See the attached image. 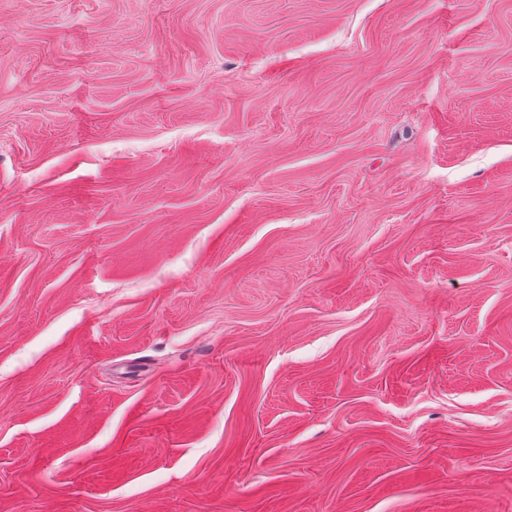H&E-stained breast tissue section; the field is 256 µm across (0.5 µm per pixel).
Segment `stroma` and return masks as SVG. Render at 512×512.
<instances>
[{
	"mask_svg": "<svg viewBox=\"0 0 512 512\" xmlns=\"http://www.w3.org/2000/svg\"><path fill=\"white\" fill-rule=\"evenodd\" d=\"M0 512H512V0H0Z\"/></svg>",
	"mask_w": 512,
	"mask_h": 512,
	"instance_id": "obj_1",
	"label": "stroma"
}]
</instances>
